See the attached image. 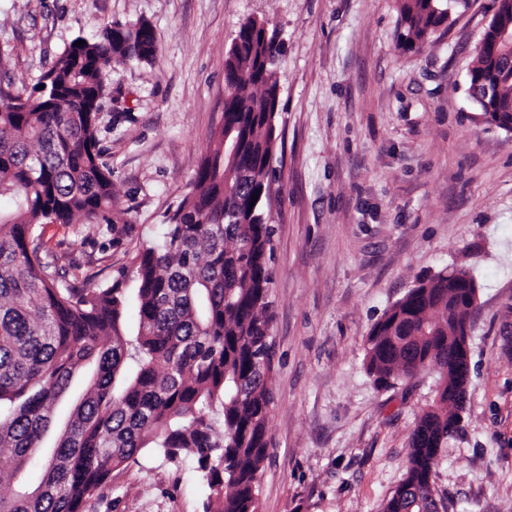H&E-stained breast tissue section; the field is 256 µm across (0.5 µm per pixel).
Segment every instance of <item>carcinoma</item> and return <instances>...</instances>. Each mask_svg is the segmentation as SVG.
I'll return each mask as SVG.
<instances>
[{
  "instance_id": "carcinoma-1",
  "label": "carcinoma",
  "mask_w": 512,
  "mask_h": 512,
  "mask_svg": "<svg viewBox=\"0 0 512 512\" xmlns=\"http://www.w3.org/2000/svg\"><path fill=\"white\" fill-rule=\"evenodd\" d=\"M447 21L448 0H402L397 44L419 49ZM157 51L149 22L108 24L69 45L33 86H0V199L13 202L0 210V453L11 458L0 467V512H86L114 471L153 448L171 462L197 460L204 512H259L274 381L267 190L278 139L277 27L253 17L240 25L224 58V125L193 191L166 215L161 243L138 248L89 288L70 280L73 264L46 261V224L82 217L106 225L114 245L132 237L103 159L104 74L133 58L151 65ZM493 66L506 123L512 62L480 55L468 82ZM467 275L452 268L418 280L366 336L365 368L378 387L428 365L441 374L383 512H436L438 445L462 421L451 393L468 367L458 349L474 313ZM37 454L43 474L33 483L27 463Z\"/></svg>"
}]
</instances>
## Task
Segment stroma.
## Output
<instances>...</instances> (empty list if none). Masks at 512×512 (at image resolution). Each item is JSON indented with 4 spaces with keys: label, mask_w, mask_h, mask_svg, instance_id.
Segmentation results:
<instances>
[{
    "label": "stroma",
    "mask_w": 512,
    "mask_h": 512,
    "mask_svg": "<svg viewBox=\"0 0 512 512\" xmlns=\"http://www.w3.org/2000/svg\"><path fill=\"white\" fill-rule=\"evenodd\" d=\"M400 0H0V84H34L76 37L148 20L154 66L105 76L102 146L135 226L50 224L78 282L111 279L162 239L224 122V57L241 23L283 31L272 206L274 402L260 512H381L408 435L440 381L384 389L364 366L371 326L417 279L466 269L479 289L459 433L438 456L448 512H512V133L478 120L472 68L494 0H448L449 25L398 47ZM97 512H203L192 456L148 452L112 474Z\"/></svg>",
    "instance_id": "stroma-1"
}]
</instances>
